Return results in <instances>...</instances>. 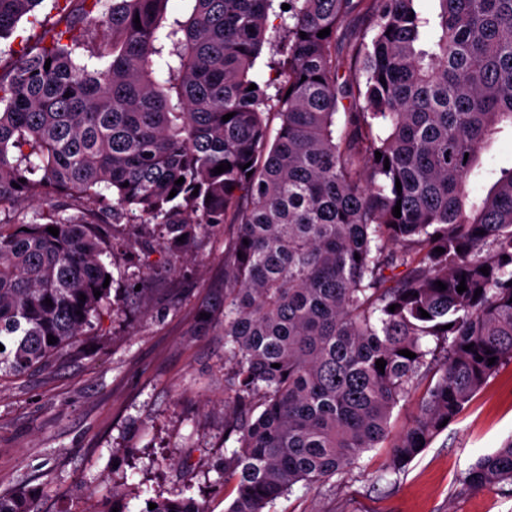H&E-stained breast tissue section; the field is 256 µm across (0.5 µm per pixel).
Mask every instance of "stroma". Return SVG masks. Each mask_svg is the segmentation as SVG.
I'll return each instance as SVG.
<instances>
[{
    "mask_svg": "<svg viewBox=\"0 0 512 512\" xmlns=\"http://www.w3.org/2000/svg\"><path fill=\"white\" fill-rule=\"evenodd\" d=\"M43 27L19 23L0 40V67L34 45L59 16L43 8ZM512 168V132L482 154L469 179L484 198ZM234 228L206 231L173 255L134 224L112 225L111 307L56 366L0 377V490L22 480L43 488L42 512H82L87 487L126 476L146 499L186 491L209 512L228 502L217 484L224 460V249ZM213 310L202 323L204 310ZM512 436V362L505 363L458 419L406 468L387 472V449L356 467L278 499L274 512H512V485L465 488L460 474Z\"/></svg>",
    "mask_w": 512,
    "mask_h": 512,
    "instance_id": "35a3bbf8",
    "label": "stroma"
}]
</instances>
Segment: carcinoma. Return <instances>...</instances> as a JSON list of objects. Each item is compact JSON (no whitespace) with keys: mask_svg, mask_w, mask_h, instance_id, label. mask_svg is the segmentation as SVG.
I'll return each mask as SVG.
<instances>
[{"mask_svg":"<svg viewBox=\"0 0 512 512\" xmlns=\"http://www.w3.org/2000/svg\"><path fill=\"white\" fill-rule=\"evenodd\" d=\"M42 2L0 0V39L25 16L40 24ZM80 2L53 0L64 27L0 73V207L48 195L76 210L0 221V371L51 367L100 319L112 241L86 221L94 206L112 198V217L154 225L172 253L200 228L233 224L224 432L236 440L218 471L226 512H269L381 444L389 469L404 471L512 361V172L465 206L482 150L512 125V0H435L431 19L417 0H283L293 23L283 28L272 143L264 107L274 80L261 81L255 64L273 0H192L184 19L168 15L170 0H112L100 15L102 0ZM357 9L371 35L353 46L354 72L342 80L338 30ZM414 397L416 412L390 438L393 410ZM460 481L512 485V438ZM125 485L111 478L82 512H130ZM42 494L23 480L0 491V512H38ZM151 502L140 512H208L179 492Z\"/></svg>","mask_w":512,"mask_h":512,"instance_id":"obj_1","label":"carcinoma"}]
</instances>
